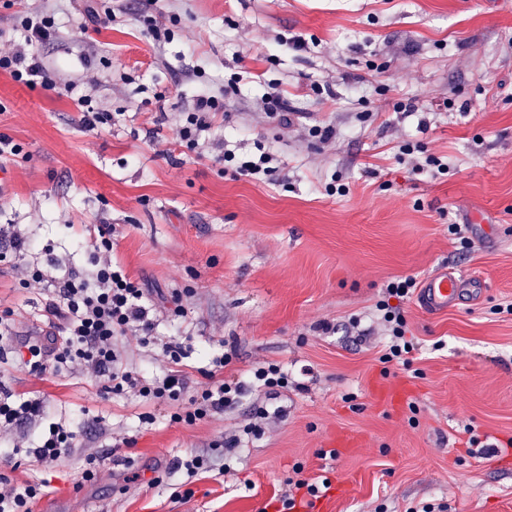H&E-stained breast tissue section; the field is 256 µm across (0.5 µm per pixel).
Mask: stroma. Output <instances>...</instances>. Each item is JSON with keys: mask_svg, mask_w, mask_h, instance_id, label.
Returning a JSON list of instances; mask_svg holds the SVG:
<instances>
[{"mask_svg": "<svg viewBox=\"0 0 512 512\" xmlns=\"http://www.w3.org/2000/svg\"><path fill=\"white\" fill-rule=\"evenodd\" d=\"M111 28L79 30L84 0H0V48L34 10L55 18L54 39L36 43L57 86L76 84L115 122L93 131L74 103L0 73V134L23 153L6 161L0 225L35 242L0 265V311L13 312L17 342L44 323L46 297L23 288L26 267L53 256L63 273L89 276L76 248L80 224H112V253L148 288L161 336H189L197 350L235 346L225 375L283 365L295 388L188 426L171 407L104 395L78 372L36 377L0 366V390L40 399L41 419L15 436L75 418L77 448L22 483L44 479L32 512H276L294 466L328 482L310 512H406L425 503L447 512H512V0H119ZM170 28L157 46L145 17ZM302 37L291 51L281 39ZM242 80L224 100L213 139L236 154L263 143L279 181L237 176L211 146L177 140L180 113L202 89ZM277 84L308 125H330L335 142L313 145L261 121L258 102ZM415 111H397L398 103ZM444 157L447 174L413 173L399 145ZM348 186L330 195L332 181ZM458 224L461 236L448 232ZM471 240L465 248L460 237ZM447 270L468 281L447 312L404 306L417 349L409 369L384 366L376 304L396 276L424 280ZM185 319L170 321L172 290ZM331 332H323L322 324ZM399 390L393 402L380 390ZM280 408L264 434H244L257 408ZM241 438L224 475H190L175 460L213 441ZM497 445L466 455V441ZM131 439L116 465L111 449ZM101 459L95 483L87 456ZM167 484L149 486L154 470ZM138 479H131V472ZM192 489L176 500L172 489Z\"/></svg>", "mask_w": 512, "mask_h": 512, "instance_id": "obj_1", "label": "stroma"}]
</instances>
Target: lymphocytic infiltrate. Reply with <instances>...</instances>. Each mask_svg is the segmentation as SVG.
<instances>
[{
    "mask_svg": "<svg viewBox=\"0 0 512 512\" xmlns=\"http://www.w3.org/2000/svg\"><path fill=\"white\" fill-rule=\"evenodd\" d=\"M0 73L8 74L15 82L43 85L51 88L39 56L22 52L0 53ZM224 97L202 91L194 100L191 111L183 113L177 130L180 142L195 149L199 142L209 140L211 118L223 111ZM116 232L111 225H90L78 246L93 249V270L88 277L76 274L60 279L40 267L26 270L29 282L42 287L49 303L46 311L60 320V334L42 340L15 344L11 310L0 311V356L13 355L16 362L30 373L40 376L46 372L77 370L99 383L104 392L134 393L141 401L154 404L181 403L182 409L173 413L171 422L195 424L197 421L234 409L249 393L263 390L275 395L288 388V372L277 363L253 367L244 378L228 379L224 369L231 353L204 351L207 366L201 374L204 385L190 387L183 371L184 361L192 353L190 345L171 339L163 343L160 353L167 365L163 379L147 381L136 369L123 363L117 350L119 337L133 334L141 344L155 341L157 317L151 300L138 282L112 257V238ZM417 288L414 277H396L384 288V297L376 308L388 336L381 356L382 362L394 366H410L414 344L407 336V320L402 302L412 298ZM43 407L39 400L9 391H0V433L11 432L24 423L39 418ZM80 434L76 422H53L44 427L30 446L14 444L1 459L12 463L22 454L41 466L48 467L75 448ZM45 483L13 482L0 474V512H32L31 506L45 494Z\"/></svg>",
    "mask_w": 512,
    "mask_h": 512,
    "instance_id": "f902f5d3",
    "label": "lymphocytic infiltrate"
}]
</instances>
